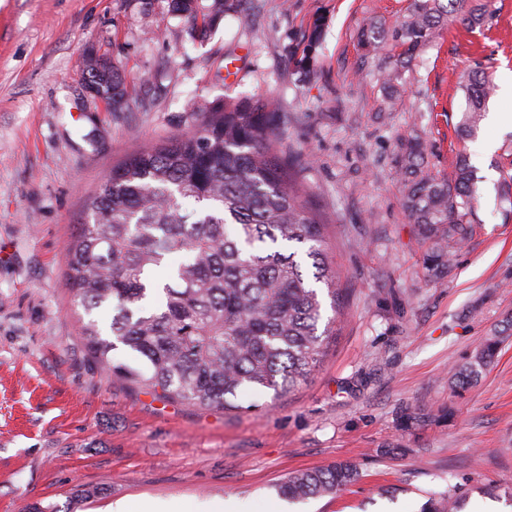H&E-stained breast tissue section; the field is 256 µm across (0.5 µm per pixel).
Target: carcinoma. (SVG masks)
<instances>
[{"label":"carcinoma","mask_w":512,"mask_h":512,"mask_svg":"<svg viewBox=\"0 0 512 512\" xmlns=\"http://www.w3.org/2000/svg\"><path fill=\"white\" fill-rule=\"evenodd\" d=\"M196 0H167L175 16L191 17ZM213 17L247 18L242 0H213ZM493 16L491 0H409L391 26L364 25L358 43L382 55L380 73L392 90L448 21L470 30ZM319 32L313 30L296 65L310 70ZM88 82L112 84V105L125 103L124 78L102 65ZM466 107L465 139L477 136L495 93L492 75L476 66L459 76ZM199 128L129 154L85 202L87 220L68 248L67 284L84 310L79 333L100 370L167 401L205 409L241 408L244 391L274 395L305 380L323 354L329 324L319 329L322 300L313 283L341 296L325 259L328 220L305 199L298 161L288 155L268 101L203 105ZM403 207L430 245L427 276L443 280L474 231L476 172L459 157L447 176L428 171L422 137L399 143ZM314 268L307 276L296 248ZM167 279H155L172 256ZM112 312L109 322L102 312ZM512 318L491 329L453 371L466 390L496 361ZM361 476L352 461L296 471L278 485L302 501L339 492ZM471 490L453 485L426 496L420 512H464Z\"/></svg>","instance_id":"1"}]
</instances>
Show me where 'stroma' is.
<instances>
[{
    "instance_id": "stroma-1",
    "label": "stroma",
    "mask_w": 512,
    "mask_h": 512,
    "mask_svg": "<svg viewBox=\"0 0 512 512\" xmlns=\"http://www.w3.org/2000/svg\"><path fill=\"white\" fill-rule=\"evenodd\" d=\"M408 0H249L203 29L166 0H0V512H104L149 496L279 502L289 473L355 461L359 483L288 512H419L426 493L471 488L466 512H512V338L467 390L449 381L512 316V128L457 133L461 72L512 71V0L489 27L456 22L388 98L357 42L374 15ZM310 70L294 65L312 28ZM119 65L115 111L86 90L85 59ZM273 100L299 178L329 219L327 260L342 296L336 332L295 389L240 394L239 409L161 400L105 375L77 329L67 249L87 198L115 164L196 129L202 102ZM423 131L432 172L457 156L476 169V232L451 274L430 282L428 245L405 212L397 145ZM105 495L74 503V485Z\"/></svg>"
}]
</instances>
